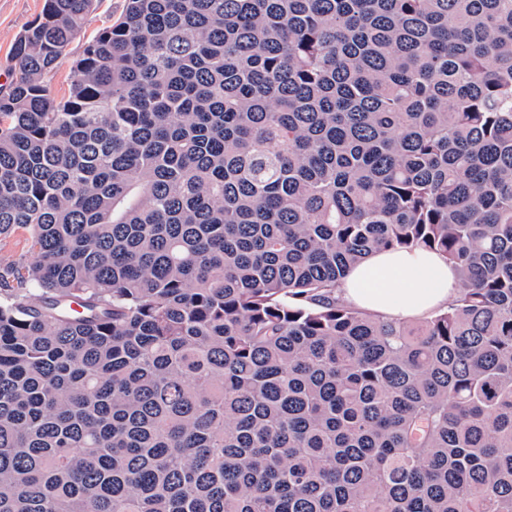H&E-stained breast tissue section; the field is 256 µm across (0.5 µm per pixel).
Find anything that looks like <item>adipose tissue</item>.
<instances>
[{
    "label": "adipose tissue",
    "instance_id": "1",
    "mask_svg": "<svg viewBox=\"0 0 512 512\" xmlns=\"http://www.w3.org/2000/svg\"><path fill=\"white\" fill-rule=\"evenodd\" d=\"M457 292V275L438 253L381 250L347 272L336 297L381 319L404 320L446 308Z\"/></svg>",
    "mask_w": 512,
    "mask_h": 512
}]
</instances>
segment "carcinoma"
Instances as JSON below:
<instances>
[{
	"label": "carcinoma",
	"mask_w": 512,
	"mask_h": 512,
	"mask_svg": "<svg viewBox=\"0 0 512 512\" xmlns=\"http://www.w3.org/2000/svg\"><path fill=\"white\" fill-rule=\"evenodd\" d=\"M94 2L0 87V512H512V0H126L59 99ZM28 233L19 230L14 235L0 239V267H6L17 261L28 248ZM458 292L455 271L438 253L381 250L353 266L336 288V298L384 320L418 325L448 307ZM418 320V321H416Z\"/></svg>",
	"instance_id": "obj_1"
}]
</instances>
